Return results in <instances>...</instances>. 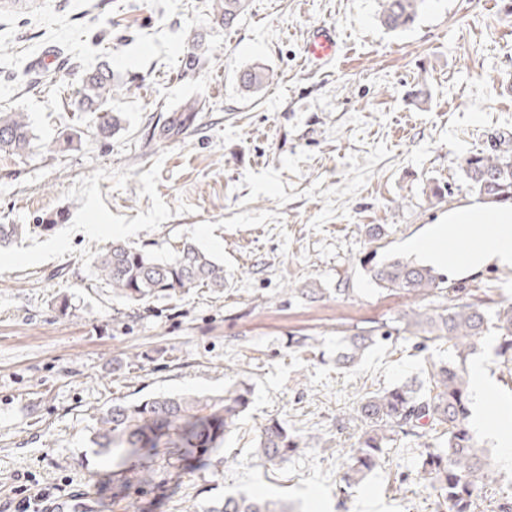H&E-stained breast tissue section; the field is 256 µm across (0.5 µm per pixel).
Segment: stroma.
I'll use <instances>...</instances> for the list:
<instances>
[{
	"mask_svg": "<svg viewBox=\"0 0 512 512\" xmlns=\"http://www.w3.org/2000/svg\"><path fill=\"white\" fill-rule=\"evenodd\" d=\"M212 5L0 0V113H24L33 134L27 153H0V224L28 227L0 246V512H24L30 499L44 512L65 502L209 512L257 491L298 512H435L414 444L340 492L339 456L361 434L348 419L356 400L425 362L402 336L356 370L338 368L336 329L409 310L376 289L364 258L415 260L409 241L477 200L460 162L489 133H512V0H427L403 32L381 26L379 0H249L230 29ZM321 26L340 55L316 66L304 49ZM51 46L58 68L34 73ZM193 51L198 68L181 73ZM102 64L123 118L107 138L97 113L77 105L82 79ZM252 67L275 76L254 96L238 83ZM189 97L204 108L186 133L153 138ZM71 133L80 141L69 149ZM436 184L442 196L431 195ZM366 224L385 237L369 242ZM186 240L223 263V290L138 304L95 275L112 242L165 256ZM292 335L316 337V352H295ZM232 381L252 396L222 462L177 486L162 474L113 482L90 446L112 402L220 395ZM272 419L320 430L328 445L265 469L254 445Z\"/></svg>",
	"mask_w": 512,
	"mask_h": 512,
	"instance_id": "obj_1",
	"label": "stroma"
}]
</instances>
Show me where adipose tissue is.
I'll return each mask as SVG.
<instances>
[{
	"mask_svg": "<svg viewBox=\"0 0 512 512\" xmlns=\"http://www.w3.org/2000/svg\"><path fill=\"white\" fill-rule=\"evenodd\" d=\"M413 247L423 261L457 277L488 267L512 269V202H471L452 208L447 219L430 225ZM489 392L490 379L483 364L474 363L473 423L504 448L503 464L512 465V404L502 407L498 419L486 421L481 410Z\"/></svg>",
	"mask_w": 512,
	"mask_h": 512,
	"instance_id": "adipose-tissue-1",
	"label": "adipose tissue"
}]
</instances>
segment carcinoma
Instances as JSON below:
<instances>
[{"mask_svg": "<svg viewBox=\"0 0 512 512\" xmlns=\"http://www.w3.org/2000/svg\"><path fill=\"white\" fill-rule=\"evenodd\" d=\"M379 21L390 31L408 29L425 0H380ZM248 8V0H216L214 16L233 26ZM270 80L264 68L242 71L239 83L247 93L262 91ZM86 111L100 113L98 134L107 136L121 123L107 108L113 96L112 70L102 67L88 74L78 91ZM200 111L196 98L185 100L175 112L157 123L158 136L171 139L184 134ZM488 151L462 158L468 186L487 199L512 197V136L495 132ZM29 125L22 112L0 113V152L18 155L30 148ZM97 278L112 288L115 297L140 302L170 296L195 287H224V264L192 243L183 242L166 257L114 243L94 265ZM381 290L401 294L412 307L389 323L369 321L364 326L340 330L344 345L336 363L356 366L373 347L395 336L448 345L452 359L427 360L425 376H414L359 398L349 420L360 422L363 433L357 447L346 453L341 476L343 489L359 487L385 459L391 443L417 442L428 432L434 442L421 454L418 479L432 486L436 512H475L480 493L499 481L469 427L471 403L468 361L481 349V339L497 336L496 356L512 377V303L491 298L492 289L476 296L447 285V278L431 267L401 258L374 263L367 268ZM251 403L244 383L224 386V395L168 394L132 403H112L102 409L91 439L94 453L112 463V476L126 482V464L143 459L139 482L168 474L193 463L208 462L221 451L226 436L235 429ZM321 435L300 433L283 421L270 420L259 431L255 453L264 466L280 467L299 448L320 444ZM209 512H293L272 496L239 493Z\"/></svg>", "mask_w": 512, "mask_h": 512, "instance_id": "1", "label": "carcinoma"}]
</instances>
